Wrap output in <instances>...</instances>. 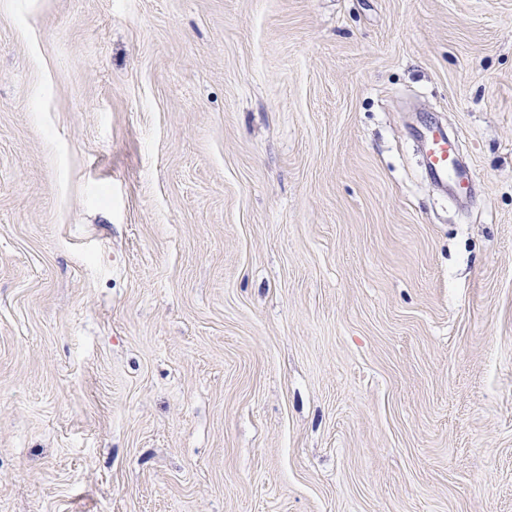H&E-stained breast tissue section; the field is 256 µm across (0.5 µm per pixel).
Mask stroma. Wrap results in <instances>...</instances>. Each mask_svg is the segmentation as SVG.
Returning <instances> with one entry per match:
<instances>
[{
	"mask_svg": "<svg viewBox=\"0 0 512 512\" xmlns=\"http://www.w3.org/2000/svg\"><path fill=\"white\" fill-rule=\"evenodd\" d=\"M0 512H512V0H0ZM423 144L425 170L431 180L448 187L449 194L457 198L474 185V174L459 162V139L449 136L448 130L438 124L420 131Z\"/></svg>",
	"mask_w": 512,
	"mask_h": 512,
	"instance_id": "35a3bbf8",
	"label": "stroma"
}]
</instances>
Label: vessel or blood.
<instances>
[{
  "label": "vessel or blood",
  "instance_id": "vessel-or-blood-1",
  "mask_svg": "<svg viewBox=\"0 0 512 512\" xmlns=\"http://www.w3.org/2000/svg\"><path fill=\"white\" fill-rule=\"evenodd\" d=\"M424 148L425 170L431 180L446 185L449 194H466L474 184V174L459 162V139L449 136L444 126L435 124L419 134Z\"/></svg>",
  "mask_w": 512,
  "mask_h": 512
}]
</instances>
